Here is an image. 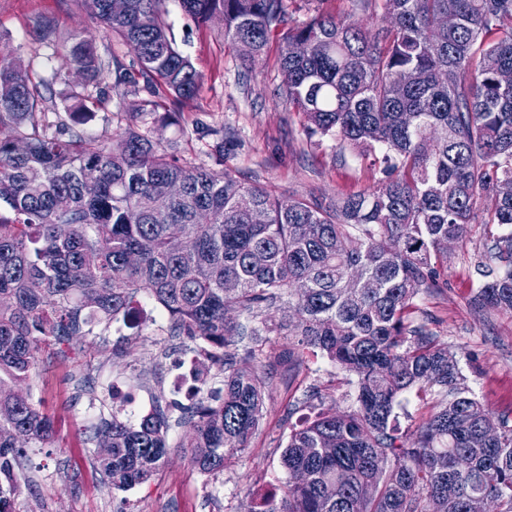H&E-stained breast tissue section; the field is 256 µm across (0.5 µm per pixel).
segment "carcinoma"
I'll list each match as a JSON object with an SVG mask.
<instances>
[{"instance_id": "cac0c4a2", "label": "carcinoma", "mask_w": 512, "mask_h": 512, "mask_svg": "<svg viewBox=\"0 0 512 512\" xmlns=\"http://www.w3.org/2000/svg\"><path fill=\"white\" fill-rule=\"evenodd\" d=\"M137 67L103 63L81 30L62 36L54 20L32 19L40 44L60 50L84 73L75 85L59 70L47 80L0 46V512H14L16 469L24 449L51 443L52 425L15 387L37 362L34 338L60 354L74 337L122 320L136 327L133 304L146 296L170 328L204 346L183 377L187 402H158L137 424L112 413L86 426L98 470L124 491L152 480L184 427L186 448L203 474L249 447L269 398L255 352L230 346L288 331L291 354L321 352L356 377L355 410L324 409L294 427L282 454L288 484L258 512H512V424L483 440L490 412L465 384L457 354L411 318L414 299L439 287L442 242L460 239L482 218L505 233L490 240L470 304L512 312V0H365L393 25L372 32L351 18L313 16L285 26L286 0H179L201 23L220 19L224 38L260 56L280 31L286 102L303 112L311 136L374 157L382 178L368 193L329 202L281 198L215 165L179 161L155 132L179 125L166 102L192 98L201 76L175 47L164 0H72ZM453 29L438 26L442 15ZM64 86L62 108L43 90ZM136 98L108 147L81 126L112 96ZM175 184L174 195L158 193ZM96 256L92 265L87 254ZM292 270V279L281 276ZM237 284L234 293L224 282ZM248 319L276 308L294 322ZM224 372L221 380L211 368ZM445 397L428 421L402 430L395 408L409 390Z\"/></svg>"}]
</instances>
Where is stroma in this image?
<instances>
[{"label":"stroma","mask_w":512,"mask_h":512,"mask_svg":"<svg viewBox=\"0 0 512 512\" xmlns=\"http://www.w3.org/2000/svg\"><path fill=\"white\" fill-rule=\"evenodd\" d=\"M166 22L179 51L201 76L197 95L174 104L184 136L173 138V155L210 166V140H188L198 125L224 136V168L245 184L268 185L282 198L314 196L330 200L363 193L377 185L378 169L336 141L308 136L303 113L286 103L277 43L254 62L242 60L224 39L220 22L198 23L166 0ZM318 14L364 18L363 0H288L289 24ZM53 18L61 31L84 29L103 60L119 56L133 64L129 50L113 43L93 17L69 10L66 0H0V33L40 76L68 65L63 54L49 55L35 38L33 17ZM495 224L469 225L444 259L447 286L420 294L416 319L461 358L466 382L492 417L512 416V314L477 310L469 298L480 282L479 262L499 235ZM293 337L271 334L244 340L260 355L271 391L266 414L244 449L223 472L203 475L183 449H171L166 464L146 484L124 491L104 483L94 468V448L83 428L99 415L119 412L135 422L158 399H172L181 356L194 343L171 335L166 324L141 330L109 328L75 338L66 357L52 358L44 338L35 341L38 361L28 389L54 423L51 450L27 448L20 468L21 491L15 512H251L262 499L280 497L287 474L280 455L293 426L320 409H353L355 378L323 356L305 352L301 362L285 357Z\"/></svg>","instance_id":"1"}]
</instances>
